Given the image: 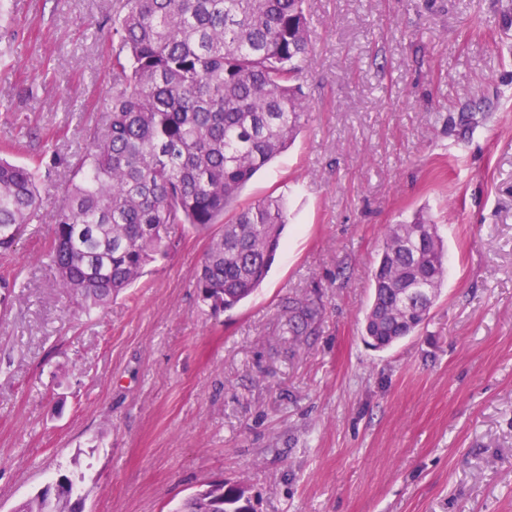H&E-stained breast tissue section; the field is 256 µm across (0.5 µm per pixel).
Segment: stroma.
Returning <instances> with one entry per match:
<instances>
[{"label": "stroma", "mask_w": 512, "mask_h": 512, "mask_svg": "<svg viewBox=\"0 0 512 512\" xmlns=\"http://www.w3.org/2000/svg\"><path fill=\"white\" fill-rule=\"evenodd\" d=\"M119 4L0 15V149L41 158L44 187L0 255V512L78 470L84 512H172L220 480L257 512H512V0H309V120L237 199L288 202L262 286L213 313L189 229L88 316L44 253L67 164L110 122ZM419 210L448 277L379 351L374 260ZM316 318V310L309 305H301L292 309L289 318V330L292 335H307Z\"/></svg>", "instance_id": "1"}]
</instances>
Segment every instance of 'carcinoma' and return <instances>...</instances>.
I'll return each mask as SVG.
<instances>
[{"label": "carcinoma", "mask_w": 512, "mask_h": 512, "mask_svg": "<svg viewBox=\"0 0 512 512\" xmlns=\"http://www.w3.org/2000/svg\"><path fill=\"white\" fill-rule=\"evenodd\" d=\"M308 0H124L112 18L111 122L68 165L46 256L59 287L86 313L132 287L190 227L218 224L195 276L215 311L235 308L263 283L288 224L285 202L266 197L226 212L244 185L288 150L305 124L302 79L312 48ZM39 166L0 159V253L40 221ZM420 224L419 251L401 246ZM421 305L397 307L416 276ZM448 275L437 225L416 214L391 224L373 273L363 335L386 349L427 319ZM316 310L292 309L289 331L312 329ZM226 512L224 486L175 512ZM16 512H71L36 496Z\"/></svg>", "instance_id": "cac0c4a2"}]
</instances>
